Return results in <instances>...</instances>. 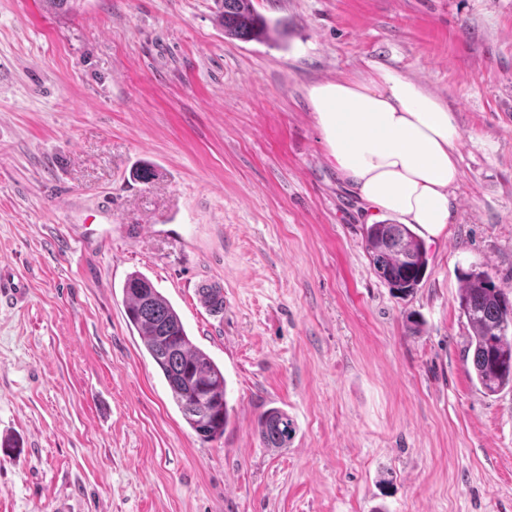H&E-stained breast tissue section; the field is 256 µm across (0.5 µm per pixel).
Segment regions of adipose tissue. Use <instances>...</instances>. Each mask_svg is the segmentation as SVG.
<instances>
[{
    "mask_svg": "<svg viewBox=\"0 0 512 512\" xmlns=\"http://www.w3.org/2000/svg\"><path fill=\"white\" fill-rule=\"evenodd\" d=\"M308 100L337 172L373 217L451 223L461 132L442 100L384 66L313 85Z\"/></svg>",
    "mask_w": 512,
    "mask_h": 512,
    "instance_id": "1",
    "label": "adipose tissue"
}]
</instances>
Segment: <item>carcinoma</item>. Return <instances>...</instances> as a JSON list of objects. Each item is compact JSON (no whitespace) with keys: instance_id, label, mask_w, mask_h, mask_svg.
<instances>
[{"instance_id":"1","label":"carcinoma","mask_w":512,"mask_h":512,"mask_svg":"<svg viewBox=\"0 0 512 512\" xmlns=\"http://www.w3.org/2000/svg\"><path fill=\"white\" fill-rule=\"evenodd\" d=\"M224 36L266 42L281 22L258 13L253 0H219ZM364 247L377 277L401 297L420 285L429 264L421 239L407 224L382 222L364 231ZM127 319L163 374L188 426L207 441L224 435L230 414L224 371L194 346L174 306L144 274L123 284ZM470 328L468 350L476 384L486 394L512 389V301L488 271L476 266L458 296ZM257 429L268 448H286L295 429L288 414L272 408L260 415Z\"/></svg>"}]
</instances>
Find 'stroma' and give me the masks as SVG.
Masks as SVG:
<instances>
[{
  "label": "stroma",
  "mask_w": 512,
  "mask_h": 512,
  "mask_svg": "<svg viewBox=\"0 0 512 512\" xmlns=\"http://www.w3.org/2000/svg\"><path fill=\"white\" fill-rule=\"evenodd\" d=\"M253 3L281 40L225 38L214 0H0V512H512V390L473 383L458 309L476 264L512 294V0ZM377 65L461 131L402 299L307 97ZM134 271L223 368L221 438L130 327ZM257 429L267 448H286L295 429L288 414L278 408H272L260 415Z\"/></svg>",
  "instance_id": "stroma-1"
}]
</instances>
